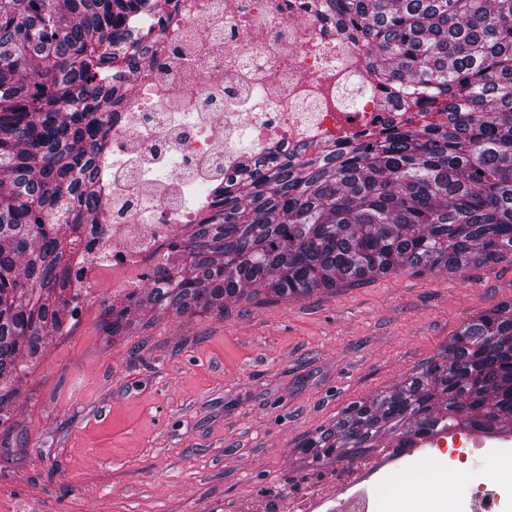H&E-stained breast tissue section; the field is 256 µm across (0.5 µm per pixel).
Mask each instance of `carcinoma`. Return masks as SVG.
<instances>
[{"mask_svg":"<svg viewBox=\"0 0 512 512\" xmlns=\"http://www.w3.org/2000/svg\"><path fill=\"white\" fill-rule=\"evenodd\" d=\"M365 49L374 81L406 112L448 122L384 124L341 145L253 157L250 173L208 185L149 275L147 295L102 301L119 336L132 309L224 310V300L301 298L413 270L512 263V0H322ZM172 0H0V407L75 316L96 248L112 108L158 46L139 20ZM512 424V303L469 320L446 356L390 391L354 402L306 443L348 457L386 434L426 436Z\"/></svg>","mask_w":512,"mask_h":512,"instance_id":"1","label":"carcinoma"}]
</instances>
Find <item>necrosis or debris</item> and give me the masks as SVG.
<instances>
[{
  "mask_svg": "<svg viewBox=\"0 0 512 512\" xmlns=\"http://www.w3.org/2000/svg\"><path fill=\"white\" fill-rule=\"evenodd\" d=\"M314 0H173L176 27L147 17L142 26L165 50L110 121L112 152L101 223L120 285L144 280L173 239L192 224L195 183L244 175L242 131L256 153H287L302 143H341L381 123L409 120L397 95L369 85L360 46L343 39L339 16ZM168 171L167 180L156 177ZM406 448L385 449L401 460ZM383 457L356 460L315 484L336 512H374L364 480Z\"/></svg>",
  "mask_w": 512,
  "mask_h": 512,
  "instance_id": "obj_1",
  "label": "necrosis or debris"
}]
</instances>
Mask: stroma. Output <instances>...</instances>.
<instances>
[{
  "label": "stroma",
  "instance_id": "1",
  "mask_svg": "<svg viewBox=\"0 0 512 512\" xmlns=\"http://www.w3.org/2000/svg\"><path fill=\"white\" fill-rule=\"evenodd\" d=\"M80 313L50 334L0 408V512H288V497L335 472L303 443L350 403L438 358L469 319L512 301V263L400 273L300 299L228 300L223 311L133 312L105 339L92 270ZM438 448L480 447L485 468L447 469L450 485L500 478L512 433L467 429ZM431 458L372 477L380 512L428 502Z\"/></svg>",
  "mask_w": 512,
  "mask_h": 512
}]
</instances>
